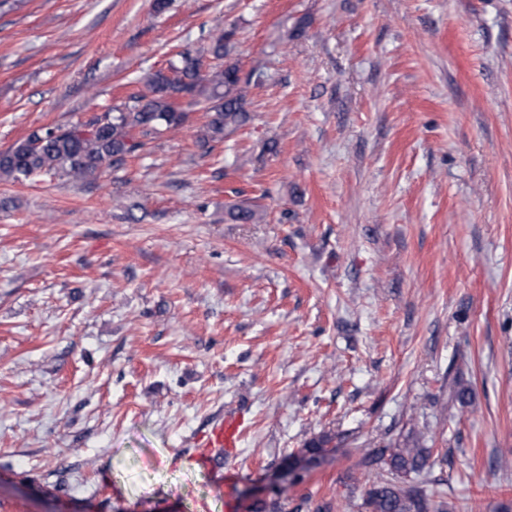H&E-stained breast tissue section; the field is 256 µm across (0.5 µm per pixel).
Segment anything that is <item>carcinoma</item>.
<instances>
[{
    "label": "carcinoma",
    "instance_id": "cac0c4a2",
    "mask_svg": "<svg viewBox=\"0 0 512 512\" xmlns=\"http://www.w3.org/2000/svg\"><path fill=\"white\" fill-rule=\"evenodd\" d=\"M230 38L229 31L214 35L208 52L217 59L227 57ZM172 71V76L161 70L149 75L145 91L129 95L107 112L68 126L44 127L1 151L0 176L19 181L60 169L72 180L83 181L106 164L118 169L144 151L147 141L185 125L197 107L205 112L197 138L205 154L246 123L244 104L254 74L241 76L239 64L230 61L208 70L201 58L188 52L180 55ZM225 210L235 223L257 224L264 218V210L255 204L230 203ZM334 439L330 433L312 438L289 469L319 464ZM429 454L418 439L381 449L378 459L386 460L387 468L365 493L366 512H447L408 480L424 468Z\"/></svg>",
    "mask_w": 512,
    "mask_h": 512
}]
</instances>
